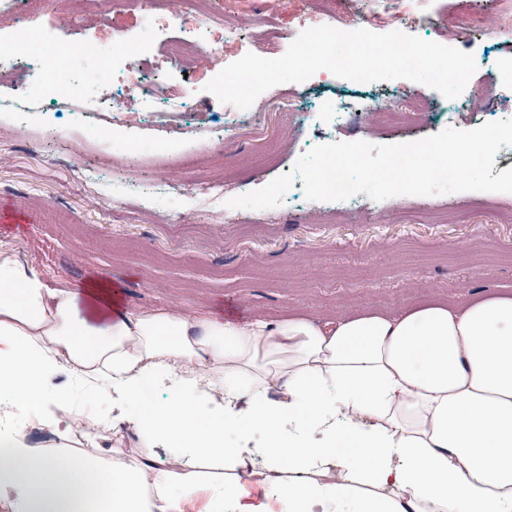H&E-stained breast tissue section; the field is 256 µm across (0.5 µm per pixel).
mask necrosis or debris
<instances>
[{"mask_svg": "<svg viewBox=\"0 0 512 512\" xmlns=\"http://www.w3.org/2000/svg\"><path fill=\"white\" fill-rule=\"evenodd\" d=\"M257 15L242 16L236 25H225L224 10L219 0H112L111 12L140 14L149 20H161L169 28L168 37L159 45L150 40L131 41L117 39L112 43V53L100 55L98 45L81 39L61 42L53 54H46L43 41L38 37L19 39L0 35V76L16 70L24 72L29 87L22 96L0 103V109L12 113L16 121L26 122L39 113L46 98L63 101L65 110L78 115L102 116L111 113L114 126H121V95L114 93L115 78H122L125 91L139 97L150 110L157 127L166 134L182 133L183 113L188 107L183 90L171 75V68L184 71L204 66L212 72L225 67L224 53L215 45L212 35L223 32L225 38L249 41L257 45L263 57L271 59L278 53L282 41L275 16V0H257ZM57 17L56 27L70 30L83 24L90 27H107L112 23L111 12H103L100 0H53ZM195 13L200 21L188 36H181L177 24L186 13ZM95 64L99 78L92 83L76 82L69 86H49V72L69 71L78 64ZM442 102L438 94L406 96L400 89L375 94H362L339 98L326 112H300V123L321 126L318 143H326V127L356 119L362 122L381 120L396 128L415 124L429 113L440 111ZM254 112L240 109L225 113L224 117L211 120L199 131L197 140L190 145V152H205L222 143L225 135L252 123Z\"/></svg>", "mask_w": 512, "mask_h": 512, "instance_id": "obj_1", "label": "necrosis or debris"}]
</instances>
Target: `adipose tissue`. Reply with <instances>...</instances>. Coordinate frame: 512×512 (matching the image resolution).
<instances>
[{"label": "adipose tissue", "mask_w": 512, "mask_h": 512, "mask_svg": "<svg viewBox=\"0 0 512 512\" xmlns=\"http://www.w3.org/2000/svg\"><path fill=\"white\" fill-rule=\"evenodd\" d=\"M0 399L9 512H186L201 489L239 512L257 457L280 512H512V297L325 321L136 313L0 246ZM116 417L164 441L167 468L74 454V423ZM31 421L60 445L30 447Z\"/></svg>", "instance_id": "ef3b65f1"}]
</instances>
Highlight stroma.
Segmentation results:
<instances>
[{
	"instance_id": "35a3bbf8",
	"label": "stroma",
	"mask_w": 512,
	"mask_h": 512,
	"mask_svg": "<svg viewBox=\"0 0 512 512\" xmlns=\"http://www.w3.org/2000/svg\"><path fill=\"white\" fill-rule=\"evenodd\" d=\"M421 38L473 53L478 66L469 89L491 90L498 118L512 117V81L502 68L512 59V10L497 0H434ZM196 96L194 124L227 112L206 92L209 72L176 73ZM256 122L225 136L198 166L176 171L160 203L128 193L112 179L124 144L109 122L89 126L82 117L57 112L50 120L77 140L97 173L89 180L67 162L61 145L42 142L38 123H15L0 114V243L24 255L52 284L66 288L90 279L111 281L127 309H176L192 317H220L237 299L245 318L272 322L290 317L325 320L363 312L395 316L426 305H458L497 294L512 295V193L464 192L427 196L430 207L453 208L451 219L432 220L399 198L384 202L386 222L362 207L337 217L302 207L274 209L268 224H237L234 208L203 206L196 183L204 171L226 175L225 199L266 186L291 170L311 130L294 125L278 88L254 103ZM137 122L143 165L130 175L150 182L156 168L181 153L161 144L142 117L137 97L124 103ZM427 117L419 128L348 122L337 141L375 139L379 144L415 141L443 130ZM129 423L115 421L94 444L75 435L76 453L111 455L121 448L158 469L167 465L163 443L145 447Z\"/></svg>"
}]
</instances>
